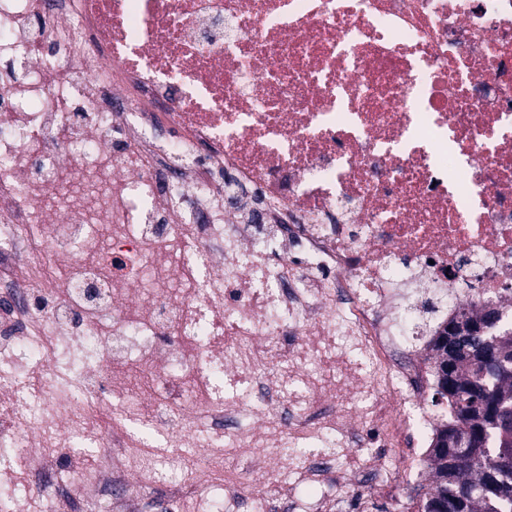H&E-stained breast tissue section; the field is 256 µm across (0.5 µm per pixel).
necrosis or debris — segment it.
Wrapping results in <instances>:
<instances>
[{
	"label": "necrosis or debris",
	"mask_w": 512,
	"mask_h": 512,
	"mask_svg": "<svg viewBox=\"0 0 512 512\" xmlns=\"http://www.w3.org/2000/svg\"><path fill=\"white\" fill-rule=\"evenodd\" d=\"M0 64V512H373L512 302V0H0Z\"/></svg>",
	"instance_id": "necrosis-or-debris-1"
}]
</instances>
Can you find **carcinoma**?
I'll use <instances>...</instances> for the list:
<instances>
[{
	"mask_svg": "<svg viewBox=\"0 0 512 512\" xmlns=\"http://www.w3.org/2000/svg\"><path fill=\"white\" fill-rule=\"evenodd\" d=\"M435 350L457 423L435 442L421 512H512V463H497L512 454V309L449 322Z\"/></svg>",
	"mask_w": 512,
	"mask_h": 512,
	"instance_id": "1",
	"label": "carcinoma"
}]
</instances>
